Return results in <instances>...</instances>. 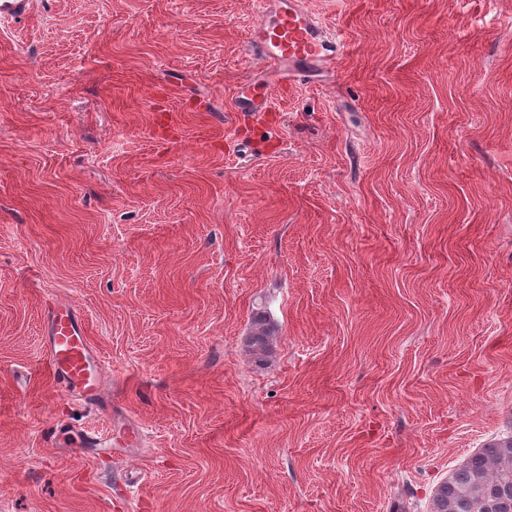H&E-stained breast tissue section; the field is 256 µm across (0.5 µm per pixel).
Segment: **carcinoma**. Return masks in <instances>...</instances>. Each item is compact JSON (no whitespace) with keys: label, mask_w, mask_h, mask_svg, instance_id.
<instances>
[{"label":"carcinoma","mask_w":512,"mask_h":512,"mask_svg":"<svg viewBox=\"0 0 512 512\" xmlns=\"http://www.w3.org/2000/svg\"><path fill=\"white\" fill-rule=\"evenodd\" d=\"M275 342L276 325L259 305L244 348L262 362L273 355ZM431 512H512V436L489 443L442 481Z\"/></svg>","instance_id":"obj_1"}]
</instances>
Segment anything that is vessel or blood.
Listing matches in <instances>:
<instances>
[{
    "label": "vessel or blood",
    "mask_w": 512,
    "mask_h": 512,
    "mask_svg": "<svg viewBox=\"0 0 512 512\" xmlns=\"http://www.w3.org/2000/svg\"><path fill=\"white\" fill-rule=\"evenodd\" d=\"M34 0H0V24L28 17ZM248 48L257 75L274 74L279 84L323 76L346 51L340 30L327 27L304 0H261ZM48 369L59 392L79 400L99 397L106 365L94 350L74 302L55 297L43 317Z\"/></svg>",
    "instance_id": "b4317fda"
}]
</instances>
